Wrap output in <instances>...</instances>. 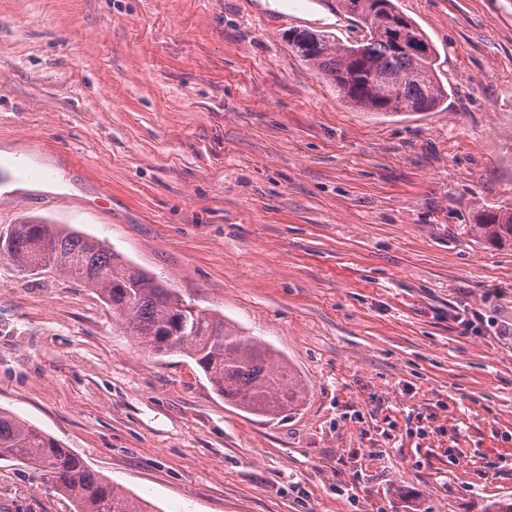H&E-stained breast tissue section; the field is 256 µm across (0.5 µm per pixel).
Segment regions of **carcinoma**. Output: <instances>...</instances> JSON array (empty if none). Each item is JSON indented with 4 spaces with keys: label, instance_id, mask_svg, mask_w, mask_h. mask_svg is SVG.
<instances>
[{
    "label": "carcinoma",
    "instance_id": "obj_1",
    "mask_svg": "<svg viewBox=\"0 0 512 512\" xmlns=\"http://www.w3.org/2000/svg\"><path fill=\"white\" fill-rule=\"evenodd\" d=\"M363 37L342 42L330 34L296 31L297 54L336 89V98L376 115L429 112L447 95L436 54L422 28L395 0H341ZM471 235L512 246V207L480 212ZM20 271L53 272L99 292L139 344L156 355L180 353L204 373L216 394L249 413L275 416L296 406L299 384L272 348L195 314L172 289L104 242L60 224H16L0 243ZM0 460L24 464L66 499L72 512H153L90 469L78 455L17 416L0 411Z\"/></svg>",
    "mask_w": 512,
    "mask_h": 512
}]
</instances>
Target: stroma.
<instances>
[{"instance_id": "obj_1", "label": "stroma", "mask_w": 512, "mask_h": 512, "mask_svg": "<svg viewBox=\"0 0 512 512\" xmlns=\"http://www.w3.org/2000/svg\"><path fill=\"white\" fill-rule=\"evenodd\" d=\"M448 95L341 103L290 32L359 38L287 0H0L7 156L57 167L0 235L67 224L292 366L250 415L195 362L144 349L95 290L0 252V410L156 512H485L512 497V0H397ZM472 315V327L460 314ZM0 512H71L0 461ZM474 224H468L471 235L497 246H512V207H496L480 212Z\"/></svg>"}]
</instances>
